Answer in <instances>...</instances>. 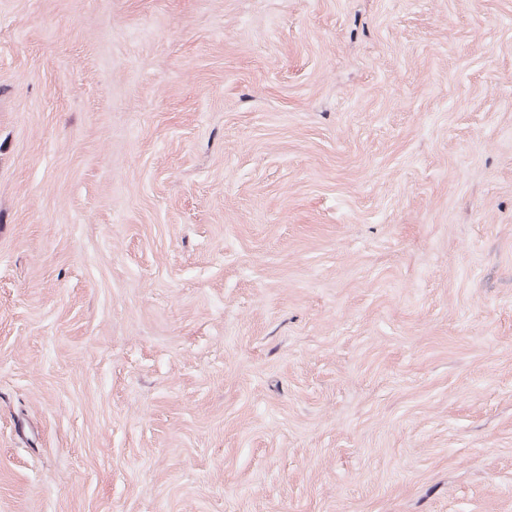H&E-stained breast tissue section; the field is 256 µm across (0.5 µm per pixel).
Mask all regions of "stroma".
<instances>
[{
    "label": "stroma",
    "instance_id": "35a3bbf8",
    "mask_svg": "<svg viewBox=\"0 0 512 512\" xmlns=\"http://www.w3.org/2000/svg\"><path fill=\"white\" fill-rule=\"evenodd\" d=\"M0 512H512V0H0Z\"/></svg>",
    "mask_w": 512,
    "mask_h": 512
}]
</instances>
